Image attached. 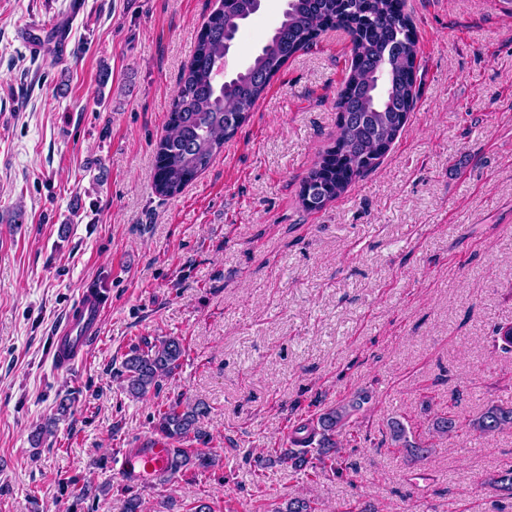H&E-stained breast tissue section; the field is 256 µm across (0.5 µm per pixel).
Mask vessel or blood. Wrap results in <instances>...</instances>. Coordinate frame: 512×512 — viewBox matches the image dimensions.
<instances>
[{"label": "vessel or blood", "mask_w": 512, "mask_h": 512, "mask_svg": "<svg viewBox=\"0 0 512 512\" xmlns=\"http://www.w3.org/2000/svg\"><path fill=\"white\" fill-rule=\"evenodd\" d=\"M110 305V293L100 284L93 283L81 289L78 300L68 310L52 338L50 351L57 369H70L84 359ZM166 453V444L157 440L149 447L137 448L117 457L114 467L118 475L150 481L164 470Z\"/></svg>", "instance_id": "1"}]
</instances>
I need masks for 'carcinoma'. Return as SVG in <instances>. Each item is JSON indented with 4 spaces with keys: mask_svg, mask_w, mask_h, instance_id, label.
Wrapping results in <instances>:
<instances>
[{
    "mask_svg": "<svg viewBox=\"0 0 512 512\" xmlns=\"http://www.w3.org/2000/svg\"><path fill=\"white\" fill-rule=\"evenodd\" d=\"M402 2L288 0L279 25L260 52L246 69L224 81L218 77L224 75L226 53L234 45L240 24L257 13L261 3L230 0L220 4L197 39L172 98L168 132L155 151L152 183L156 194L175 196L207 170L288 60L316 44L328 29L346 32L351 42L350 71L336 99V109L347 113L348 119L338 125L333 145L303 179L301 205L312 210L306 192L319 187L323 207L374 170L406 125L418 98L416 30ZM185 355L179 336H158L131 348L119 371L124 391L139 399L158 390L163 379L179 370ZM367 401V394H355L325 409L316 423L297 425L288 447L279 449V459L309 476L328 471L344 474L350 466L341 454L343 430L355 422ZM208 412L203 401L189 403L178 398L158 410L153 429L170 451L168 472L159 481L216 465L211 454L184 447L199 436L200 421ZM388 427L392 447L415 458L431 453V447L403 421L394 419ZM460 427L451 411L434 421V430L447 438L458 436ZM472 428L483 434L512 429V401L488 403L472 421ZM486 486L494 493L512 496V466L499 470Z\"/></svg>",
    "mask_w": 512,
    "mask_h": 512,
    "instance_id": "1",
    "label": "carcinoma"
}]
</instances>
